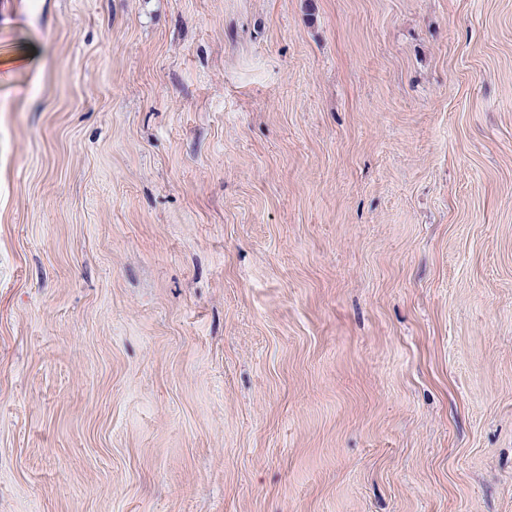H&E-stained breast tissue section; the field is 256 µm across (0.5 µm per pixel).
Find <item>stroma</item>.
<instances>
[{"label": "stroma", "instance_id": "1", "mask_svg": "<svg viewBox=\"0 0 512 512\" xmlns=\"http://www.w3.org/2000/svg\"><path fill=\"white\" fill-rule=\"evenodd\" d=\"M0 512H512V0H0Z\"/></svg>", "mask_w": 512, "mask_h": 512}]
</instances>
